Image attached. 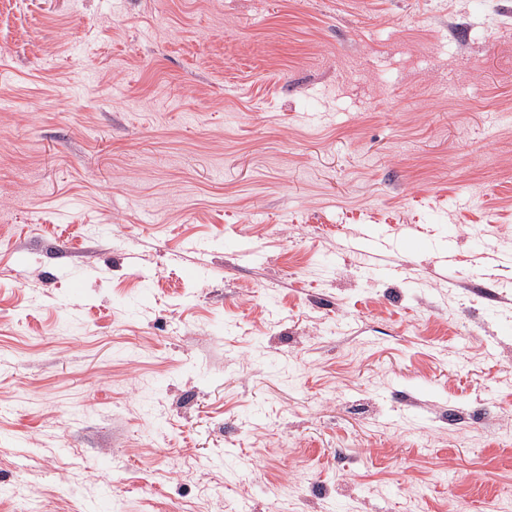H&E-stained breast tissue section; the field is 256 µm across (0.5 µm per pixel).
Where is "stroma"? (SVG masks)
<instances>
[{"label":"stroma","instance_id":"stroma-1","mask_svg":"<svg viewBox=\"0 0 512 512\" xmlns=\"http://www.w3.org/2000/svg\"><path fill=\"white\" fill-rule=\"evenodd\" d=\"M499 499L512 0H0V512Z\"/></svg>","mask_w":512,"mask_h":512}]
</instances>
